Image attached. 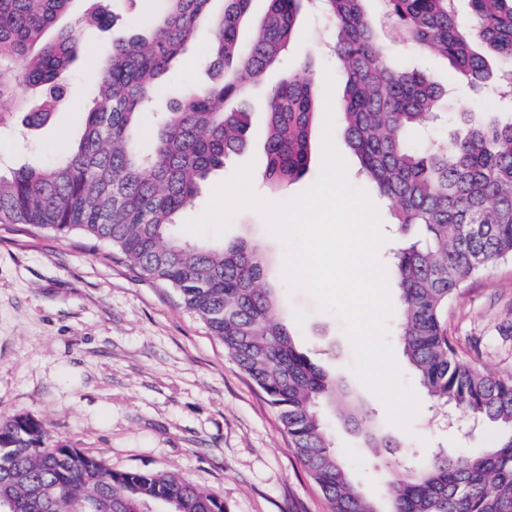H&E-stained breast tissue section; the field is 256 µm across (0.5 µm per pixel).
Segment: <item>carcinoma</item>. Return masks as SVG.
<instances>
[{
    "mask_svg": "<svg viewBox=\"0 0 512 512\" xmlns=\"http://www.w3.org/2000/svg\"><path fill=\"white\" fill-rule=\"evenodd\" d=\"M74 0H0V128L22 115L48 122L71 64L83 51L59 26ZM77 23L115 28L114 0H89ZM145 33L121 32L93 80V107L67 155L0 171V221L112 247L144 279L172 289L203 321L276 410L293 452L330 512H381L353 482L327 434L323 408L337 384L296 346L274 318V292L262 284L256 246L191 241L174 228L199 188L247 145L250 114L243 78L260 80L295 32L305 0H267L252 39L240 37L251 0H163ZM336 32L346 81L341 112L358 175L388 200L404 237L393 263L399 305L396 336L430 399L495 426V446L458 454L440 448L389 489V512H512V376L477 369L448 337V302L476 274L512 259V0H382L399 38L448 60L470 88L497 91L503 118L475 121L446 142L415 146L413 133L440 112L442 88L427 71L392 64L377 43L364 0H319ZM213 42L202 60L215 76L189 87L156 118L151 150L139 148L140 114L155 98L196 29ZM23 61L18 69L17 61ZM46 94L31 100L29 90ZM265 178H301L319 123L310 65L268 95ZM13 512H143L173 500L177 512H224L213 494L176 474L114 470L55 439L24 413L0 416V501Z\"/></svg>",
    "mask_w": 512,
    "mask_h": 512,
    "instance_id": "cac0c4a2",
    "label": "carcinoma"
}]
</instances>
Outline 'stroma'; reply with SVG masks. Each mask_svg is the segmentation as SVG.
Instances as JSON below:
<instances>
[{
	"label": "stroma",
	"mask_w": 512,
	"mask_h": 512,
	"mask_svg": "<svg viewBox=\"0 0 512 512\" xmlns=\"http://www.w3.org/2000/svg\"><path fill=\"white\" fill-rule=\"evenodd\" d=\"M75 32L83 52L70 68L52 119L40 127L14 120L0 136V165L53 162L81 134L92 105V73L110 50L112 33L81 26ZM376 37L391 60L418 63L444 89L452 116L431 126L434 138L463 133L460 113L495 112L493 100L475 104L474 92L444 59L418 58L384 27ZM211 40V28L201 26L162 79L152 111L143 115L145 129H152L156 113L166 111L184 89L210 83L201 60ZM334 40L324 15L304 6L280 62L250 89L247 149L210 176L183 220L200 216L214 188L245 164L252 167L254 193L271 202L291 200L316 182L327 134L320 128L312 138L308 172L277 193L265 187L266 100L289 70L308 61L317 89L333 77L331 110L340 112L344 77L329 49ZM223 238L245 239L259 248L266 283L276 290V318L362 408L358 426L332 413L326 422L333 446L367 495L386 501L390 483L403 475L397 461L404 455L422 462L441 446L469 452L493 443V427L480 426L466 438L449 429L448 418L432 414L400 343L389 333L385 341L420 405L410 430L391 424L385 404L351 369L354 348L341 321L317 311L304 290L289 289L284 281L286 247L261 214L237 212ZM447 325L462 357L482 370L512 376V261L460 288L448 305ZM15 413L33 415L52 435L114 469L178 474L218 496L224 512H328L275 410L223 344L179 306L171 289L142 279L105 244L0 222V416ZM370 427L400 440V447L389 452L368 447L363 431Z\"/></svg>",
	"instance_id": "obj_1"
}]
</instances>
